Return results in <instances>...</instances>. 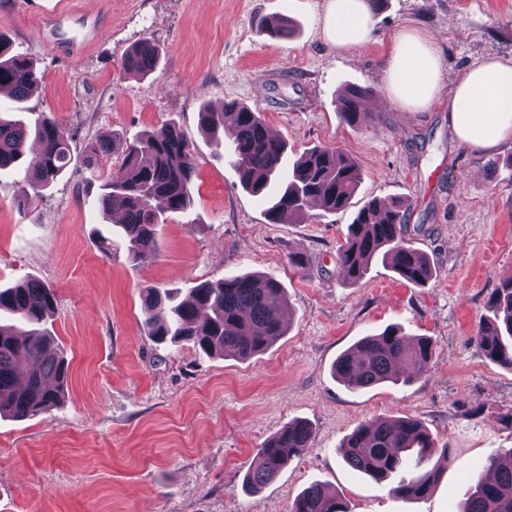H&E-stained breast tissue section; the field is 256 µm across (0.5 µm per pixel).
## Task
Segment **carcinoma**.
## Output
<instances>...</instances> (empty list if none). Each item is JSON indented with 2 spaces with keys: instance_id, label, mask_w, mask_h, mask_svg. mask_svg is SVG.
Listing matches in <instances>:
<instances>
[{
  "instance_id": "carcinoma-1",
  "label": "carcinoma",
  "mask_w": 512,
  "mask_h": 512,
  "mask_svg": "<svg viewBox=\"0 0 512 512\" xmlns=\"http://www.w3.org/2000/svg\"><path fill=\"white\" fill-rule=\"evenodd\" d=\"M159 49L145 40L131 48L122 70L143 76L157 66ZM37 86L33 63L11 55L0 38V89L17 100L26 99ZM372 90L347 88L341 113L345 121L361 129L370 122L361 102ZM203 131L215 137L227 130L233 136V165L241 185L255 195L264 194L271 180L277 189L266 210L276 222L288 212L305 216L312 201L328 212L347 209L357 193L360 172L356 162L342 151L313 147L301 154L288 175L280 176L286 143L268 134L260 113L238 102L224 109L201 112ZM34 137L41 151L27 156L26 143ZM72 161L68 137L60 122L44 115L33 126L0 117V170L24 167L37 190L53 182ZM196 160L193 151L173 125L148 131L124 148L119 174L105 186L99 203L104 211L120 202L124 221L119 235L130 260L159 250V225L187 210L193 200ZM411 203L384 202L371 198L358 209L337 249L340 278L351 285L366 275L372 262L389 266L408 283L426 285L433 276L429 258L411 244L408 234ZM143 325L158 341L190 344L205 353L245 360L264 351L283 334L284 323L274 303L284 299L277 279L247 273L205 281L192 290L187 301L175 304L169 293L152 286L142 289ZM54 291L36 281L0 289V312L12 315L16 325L0 324V414L25 419L58 404L68 384L69 363L53 352L43 323L53 312ZM492 315L480 320L471 340L486 358L512 370V281L491 298ZM428 337L408 340L401 330L389 328L364 336L334 363L338 379L353 389L382 383L408 384L422 377L432 358ZM312 431L293 421L259 449L258 461L244 478L246 488L257 493L272 482L293 458L310 447ZM344 463L377 482L387 480L413 465L416 473L400 481L393 492L403 499L429 493L446 466L430 465L434 440L416 419L376 420L357 426L341 443ZM493 478H482L466 491L461 512H512V449L496 453L480 464ZM291 512H349L339 494L314 483L294 499Z\"/></svg>"
}]
</instances>
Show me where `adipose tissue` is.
I'll return each mask as SVG.
<instances>
[{
    "instance_id": "1",
    "label": "adipose tissue",
    "mask_w": 512,
    "mask_h": 512,
    "mask_svg": "<svg viewBox=\"0 0 512 512\" xmlns=\"http://www.w3.org/2000/svg\"><path fill=\"white\" fill-rule=\"evenodd\" d=\"M323 35L336 49L356 50L373 40L366 0H327ZM389 101L421 112L436 101L443 83V66L431 43L416 31L398 32L389 48ZM448 124L459 142L491 149L512 137V62L485 60L452 85Z\"/></svg>"
}]
</instances>
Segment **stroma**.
Listing matches in <instances>:
<instances>
[{
	"mask_svg": "<svg viewBox=\"0 0 512 512\" xmlns=\"http://www.w3.org/2000/svg\"><path fill=\"white\" fill-rule=\"evenodd\" d=\"M327 0H0V34L31 58L39 86L23 101L0 95V114L58 119L74 161L37 192L23 170L0 171V288L39 280L56 295L45 326L69 362L63 403L37 416L0 417V512H290L313 483L340 493L351 512H458L470 469L512 448L500 421L512 410V370L486 359L469 338L497 288L512 279V138L491 150L459 143L448 94L425 112L385 102L365 129L339 113L345 88L386 95L392 37L412 28L429 39L455 79L490 57L512 61V0H381L374 40L339 52L323 37ZM60 10L100 18L104 31L75 49L39 26ZM264 18H285L289 36ZM153 41L160 60L140 77L125 54ZM235 101L260 112L288 146L342 150L360 167L356 203L412 204V244L435 269L422 288L373 264L359 284L336 268L355 212L309 208L307 220L271 223L213 144L203 107ZM174 124L194 150V202L159 229L158 253L129 260L120 239L102 252L96 232L115 218L98 199L122 165L123 143ZM115 147L87 165L88 143ZM309 260L299 272L288 260ZM234 272L268 273L285 290L286 330L239 360L192 346L159 344L142 325L140 289L176 300ZM434 343L424 376L410 385L353 389L336 358L385 328ZM411 417L452 458L416 500L352 471L339 445L359 424ZM307 422L309 448L256 496L243 492L257 452L288 422Z\"/></svg>",
	"mask_w": 512,
	"mask_h": 512,
	"instance_id": "35a3bbf8",
	"label": "stroma"
}]
</instances>
